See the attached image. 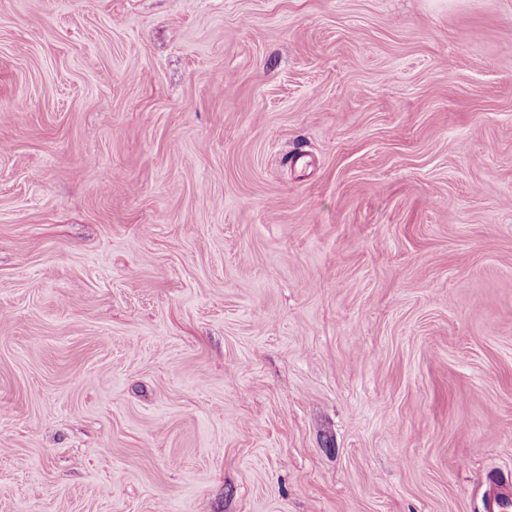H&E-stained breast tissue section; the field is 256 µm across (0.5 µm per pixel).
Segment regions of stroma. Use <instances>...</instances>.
Segmentation results:
<instances>
[{
	"instance_id": "stroma-1",
	"label": "stroma",
	"mask_w": 512,
	"mask_h": 512,
	"mask_svg": "<svg viewBox=\"0 0 512 512\" xmlns=\"http://www.w3.org/2000/svg\"><path fill=\"white\" fill-rule=\"evenodd\" d=\"M500 474L512 0H0V512Z\"/></svg>"
}]
</instances>
